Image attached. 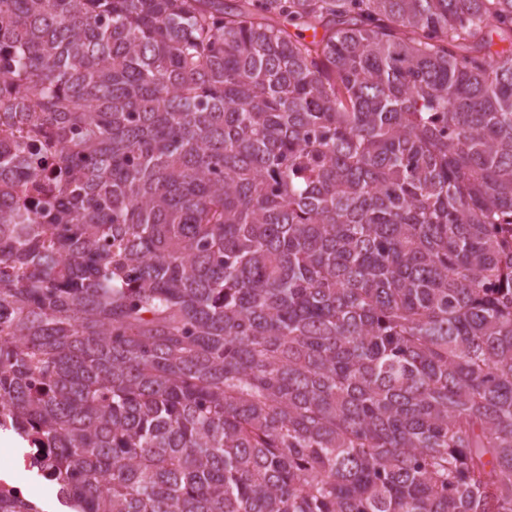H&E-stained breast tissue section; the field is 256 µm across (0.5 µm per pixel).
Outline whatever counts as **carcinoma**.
<instances>
[{
  "mask_svg": "<svg viewBox=\"0 0 512 512\" xmlns=\"http://www.w3.org/2000/svg\"><path fill=\"white\" fill-rule=\"evenodd\" d=\"M494 33L512 0H0V430L75 512H512Z\"/></svg>",
  "mask_w": 512,
  "mask_h": 512,
  "instance_id": "obj_1",
  "label": "carcinoma"
}]
</instances>
